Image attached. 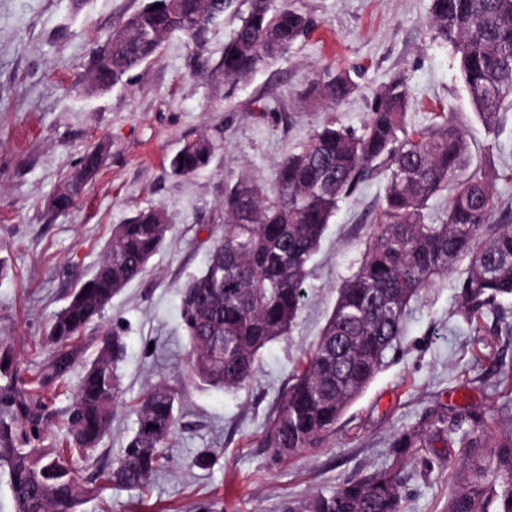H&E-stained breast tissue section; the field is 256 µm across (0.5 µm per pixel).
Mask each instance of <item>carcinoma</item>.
Listing matches in <instances>:
<instances>
[{
	"instance_id": "carcinoma-1",
	"label": "carcinoma",
	"mask_w": 512,
	"mask_h": 512,
	"mask_svg": "<svg viewBox=\"0 0 512 512\" xmlns=\"http://www.w3.org/2000/svg\"><path fill=\"white\" fill-rule=\"evenodd\" d=\"M235 0H149L112 35V51L98 55L91 86L106 89L135 67L154 59L164 38L181 33L203 41L208 26L224 18ZM430 23L453 48L466 91L486 124L512 106V0H432ZM310 21L288 6L248 0L233 39L224 48V78L246 80L290 47ZM354 84L346 73L315 81L311 94L335 105ZM408 93L398 77L376 93L360 132L326 120L299 149L278 163L265 188L242 175L224 193V230L214 238L206 266L181 293L190 373L203 386L237 392L256 381L262 351L287 336L302 307L308 265L339 202L353 195L373 171L387 172L383 204L372 225L362 261L337 290L322 331L304 366L281 397L265 445L278 457L317 448L361 396L397 348L405 311L419 293L460 262L459 311L470 316L512 301V224H494L496 201L482 172L461 177L468 151L464 133L448 115L408 128ZM213 144L198 138L171 159V172L204 169ZM99 151L88 149L75 176L90 181ZM71 184L53 199L58 210L73 206ZM448 191L445 216L426 222L429 200ZM171 225L161 206L141 209L112 236L94 274L55 316L52 342L64 344L98 323L106 307L140 278L165 243ZM124 338L103 333L65 414V448L57 453L31 446L53 411L41 389L62 376L67 352L40 370L29 387L0 395V469L16 512H74L87 493L77 480L80 462L95 458L123 395L120 365ZM177 394L151 385L133 411L136 427L105 471L106 481L144 489L166 459L164 448L177 421ZM154 427H149V424ZM440 440L462 456L485 449L484 464L469 480L448 486V512H512V430L501 438L472 435L458 424L438 423L396 434L390 462L326 496L308 499L302 512H403L402 468Z\"/></svg>"
}]
</instances>
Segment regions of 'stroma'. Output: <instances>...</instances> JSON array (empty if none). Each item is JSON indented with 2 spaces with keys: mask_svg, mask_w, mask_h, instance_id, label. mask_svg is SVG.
<instances>
[{
  "mask_svg": "<svg viewBox=\"0 0 512 512\" xmlns=\"http://www.w3.org/2000/svg\"><path fill=\"white\" fill-rule=\"evenodd\" d=\"M144 0H0V342L10 351L0 388L49 366V323L97 267L113 225L163 206L171 230L146 272L115 297L103 326L126 338L124 403L98 461L79 463L87 494L76 512H300L318 494L381 467L392 436L445 416L463 429L503 435L512 419V303L468 318L458 311L462 268L424 291L406 311L401 344L343 414L323 445L276 458L263 444L269 418L325 322L337 288L358 268L383 204L385 173L342 201L310 265L305 298L288 336L263 352L256 381L235 394L202 386L187 368L181 290L205 266L224 228V190L241 173L270 185L277 163L328 118L350 129L371 98L404 78L406 121L423 127L444 112L466 134L464 174L491 176L494 222L512 219V108L486 127L460 77L453 49L430 23L431 0H272L308 17L312 30L248 80L224 79V47L239 24L226 14L203 47L169 35L158 57L105 91L84 75L95 52ZM344 71L355 84L336 106L310 95L314 80ZM215 145L209 166L176 176L170 157L186 142ZM97 147L103 163L73 206L52 200ZM100 328L73 342L71 364L44 391L55 412L38 449L62 439ZM177 392V428L167 467L147 491L105 481L101 472L133 433L136 400L149 384ZM212 449L210 469L194 456ZM461 450L434 441L403 472V512H448V468Z\"/></svg>",
  "mask_w": 512,
  "mask_h": 512,
  "instance_id": "stroma-1",
  "label": "stroma"
}]
</instances>
